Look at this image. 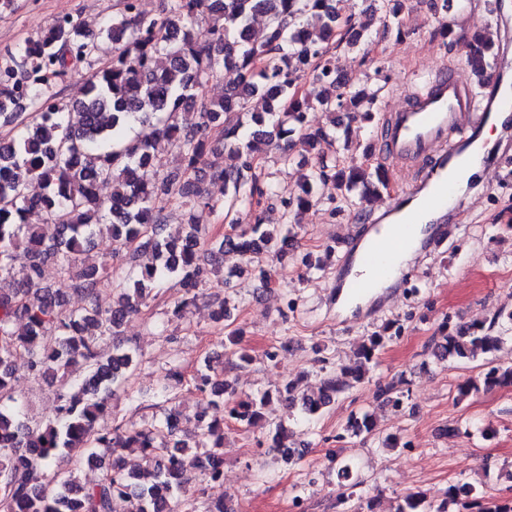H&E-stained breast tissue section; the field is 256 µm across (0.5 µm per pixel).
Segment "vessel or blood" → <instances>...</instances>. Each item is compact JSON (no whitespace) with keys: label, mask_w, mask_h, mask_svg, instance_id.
Returning a JSON list of instances; mask_svg holds the SVG:
<instances>
[{"label":"vessel or blood","mask_w":512,"mask_h":512,"mask_svg":"<svg viewBox=\"0 0 512 512\" xmlns=\"http://www.w3.org/2000/svg\"><path fill=\"white\" fill-rule=\"evenodd\" d=\"M495 121L502 126L503 146L512 145V57L506 55L486 93L477 92L451 69L421 79L407 102L390 111L380 154L399 165L407 190L381 205L384 219L372 226L370 243L360 257L370 280L391 276L414 225L442 222L460 171L486 165L489 153L478 143L484 127Z\"/></svg>","instance_id":"vessel-or-blood-1"}]
</instances>
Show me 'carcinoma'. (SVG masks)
Listing matches in <instances>:
<instances>
[{"instance_id": "obj_1", "label": "carcinoma", "mask_w": 512, "mask_h": 512, "mask_svg": "<svg viewBox=\"0 0 512 512\" xmlns=\"http://www.w3.org/2000/svg\"><path fill=\"white\" fill-rule=\"evenodd\" d=\"M269 18L268 26L248 34L256 15ZM199 16L208 18L204 37L193 28ZM384 29L404 34L399 10L391 6L382 19ZM364 29L342 22L334 0H165L162 12H143L138 0H119L118 11L96 32L70 14L60 16L38 38L8 51L12 64L0 67V123L12 126L0 136V512H112L113 501L123 496L134 501L130 512H234L222 501H210L187 489L184 473L198 472L208 482L223 467L224 429L234 423L246 429L265 420L273 401L284 403L286 420L269 431L268 451L277 459L301 461L295 445L299 434L291 424H312L336 398L365 381L386 343L397 337L401 323L384 325L357 346L349 365L327 371L315 390L295 380L275 392L246 393L222 374L211 373L210 357L192 377L214 415L194 416L200 438L189 444L180 437L178 413L139 428L108 424L110 401L127 385L140 364L136 352L115 348L104 357L101 340L120 335L126 320L138 315L157 295L159 282L175 279L185 299L174 313L198 297L206 280L203 264L222 265L224 253L236 252L247 265L258 268L271 283L266 261L279 259L292 245L293 226L233 224L206 256L200 255L208 221L218 207L195 186L198 160L211 148L230 163L212 169L225 199L251 213L262 203L276 201L284 213L297 217L313 206L315 189L336 184L337 195L368 202L359 189L387 188L388 175L343 156L329 165L316 157L301 175L300 189L282 193L260 172L258 160L281 147L280 160L293 161V140L316 148L322 141H340L346 131L311 128L307 112L315 105L327 112H364L371 119L376 93L356 90L336 75L331 49L355 47ZM112 43V57L95 65L103 42ZM493 42L488 35L470 44L467 64L475 72L492 66ZM92 68L82 99L57 100L52 81L62 79L71 66ZM231 74L219 100L199 98L214 78ZM308 82L300 91V82ZM267 101L264 112H253L251 99ZM35 115L27 121L24 111ZM133 121L152 124L153 136H162L178 149V166L154 153L152 136L129 139ZM220 130L224 140L211 146L209 133ZM149 166L162 173L157 184L138 179ZM37 179L44 193L33 198L29 181ZM112 184L104 198L98 187ZM178 197L188 219L178 237L165 233L167 216L162 199ZM45 212L57 224L47 236L39 224L26 223L33 209ZM107 226L116 248V260L125 250L151 253L152 261L140 270L121 274L107 271L108 261L77 267L79 256L101 226ZM58 267L74 281L75 291L87 305L71 310L42 286L46 264ZM112 286V304L100 302L105 283ZM24 323L22 331L14 324ZM512 332V311L501 312L489 325L452 328L443 324L434 342L441 357L474 359L493 353ZM224 354L248 363L240 347V331L227 336ZM27 358V373L58 383L54 417L32 430L15 406V359ZM484 388L512 384V365L490 366L481 374ZM183 374L174 371L158 385L156 397L175 399ZM405 381L393 379L379 386L381 403L403 409L408 392ZM350 437H374L381 447H401L400 437L383 433L375 413L353 414L345 427ZM135 446L145 454L131 465L114 449ZM78 453L77 466L98 467V480L81 483L74 471H55L57 458ZM468 497L467 512H512V501L499 503L468 483L448 487L439 503L421 492H410L396 512H454Z\"/></svg>"}]
</instances>
